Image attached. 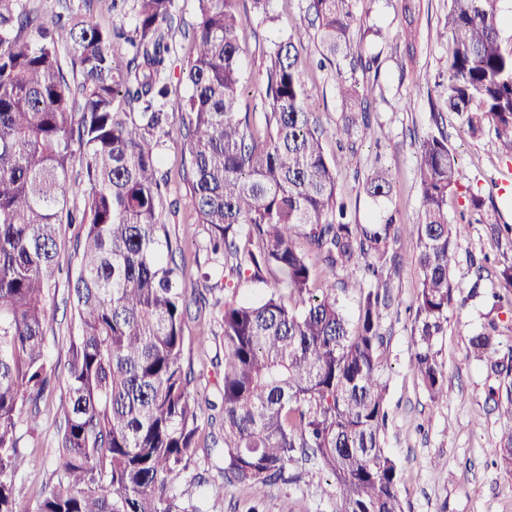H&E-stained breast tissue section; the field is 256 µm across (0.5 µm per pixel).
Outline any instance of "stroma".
<instances>
[{"mask_svg":"<svg viewBox=\"0 0 512 512\" xmlns=\"http://www.w3.org/2000/svg\"><path fill=\"white\" fill-rule=\"evenodd\" d=\"M238 9L245 25L239 32L242 48L239 65L244 85L242 111L251 113L256 127H264L269 107L262 80L264 50L284 39L295 23H309L307 0H272L271 21L257 23L248 0ZM137 11L136 0H126L122 12L112 10V0H94L90 16L100 27L120 31L113 41L116 57H126ZM356 25L378 29V36L366 40L367 53L375 57L373 71L364 76L375 98L371 129L353 147L339 148L328 138L327 152L338 163L339 189L351 211L353 223L363 224L376 214H396L402 226L416 219L421 205L416 182L418 144L432 128L430 100L439 98L446 80L449 44L440 38L446 0H421L418 18L416 66L404 63L402 48L391 38L402 15L399 0H354ZM198 21L197 0H176L175 23L171 32L172 66L170 94L164 109L171 116L170 134L161 149L162 169L169 182L165 198L168 222L185 252V266L177 286L192 305L185 325L186 350L198 379L194 393L205 410L202 414L201 446L190 469L176 476L173 486L179 506H195L199 512H336L332 480L312 461L289 464L293 479L267 487L262 499H255L245 485H228L222 474L223 461L211 448V410L207 404L217 396L220 379L212 361L221 352V312L226 300L252 301L265 296L266 284L244 280L229 288L224 280V260L208 249L206 225L197 223L191 194L182 175L190 162L183 146L186 130L185 103L189 96L181 68L193 53L190 38ZM315 46H308L306 78L312 92L310 108L323 127L332 133L340 121L336 72L320 67ZM444 130L449 145L456 150L469 176L468 184L483 199L480 210L472 212L467 233L458 241L453 278L456 296L467 295L475 278H482L487 292L501 291L493 265L483 264L484 255L496 254L487 227L512 224V196L497 193L495 181L512 169V160L503 158L489 134H472L455 114H446ZM387 169L395 184L393 196L374 206L362 184L375 167ZM79 225L58 228L60 272L53 282L48 302L56 310L55 320L46 331V348L54 362L65 363L69 338L75 331L69 303V272L77 265ZM397 250L404 262L391 273V303L381 318L384 345L380 350L382 373L388 384V420L384 446L407 478L401 487L404 512H512V474L498 464L501 421L493 403L487 402L490 381L484 367L468 352V338L480 331L488 313L481 299L469 301L465 308L448 310V330L439 342L448 374L447 401L431 403L413 369L415 353L411 336L412 313L418 291L419 269L413 261L415 240L402 233ZM211 329L206 345H198L199 327ZM22 447L35 449L37 466L20 471L15 477L19 502L33 512L36 500L53 479L57 467L58 427L54 406H47L36 430L20 427ZM207 486H198L197 476ZM222 487L215 495L214 487Z\"/></svg>","mask_w":512,"mask_h":512,"instance_id":"stroma-1","label":"stroma"}]
</instances>
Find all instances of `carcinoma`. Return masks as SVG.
Segmentation results:
<instances>
[{
  "label": "carcinoma",
  "instance_id": "obj_1",
  "mask_svg": "<svg viewBox=\"0 0 512 512\" xmlns=\"http://www.w3.org/2000/svg\"><path fill=\"white\" fill-rule=\"evenodd\" d=\"M239 0H198L196 53L182 67L190 185L197 223L228 276L273 282L256 302H224L220 404L224 481L261 495L287 482L296 455H312L332 478L337 512H403L402 468L384 448L387 381L380 373L381 312L390 303L387 268L398 228L389 215L353 224L337 199L336 162L309 110L306 31L264 58L265 127L240 111ZM353 0H309L322 63L340 82L341 124L352 140L371 128L372 69L365 35H356ZM394 37L414 61L419 0H402ZM175 0H137L131 53H112V34L87 14L47 20L0 0V512L19 507L14 479L37 463L23 452L18 426L30 429L51 395L59 366L45 350L55 318L46 293L56 273V225L70 195H82L83 237L70 296L76 333L59 402V468L35 512H196L179 508L170 482L198 451L197 375L185 357V297L175 288L181 245L164 213L159 147L169 135L163 110L170 89L169 30ZM496 0H447L441 36L450 39L444 92L418 147L421 207L410 234L421 274L412 325L414 370L431 402L448 397L441 360L452 269L466 225L448 214L466 175L448 144L443 113L474 134L493 135L512 160V48L499 39ZM77 129L68 126L73 112ZM83 178L69 169L72 141ZM394 185L378 168L365 181L374 202ZM502 250L498 278L512 288V225H488ZM343 273L340 282L326 275ZM363 273L357 316L336 285ZM492 317L469 338L470 356L498 378L489 398L505 419L500 464L512 470V349L499 354Z\"/></svg>",
  "mask_w": 512,
  "mask_h": 512
}]
</instances>
